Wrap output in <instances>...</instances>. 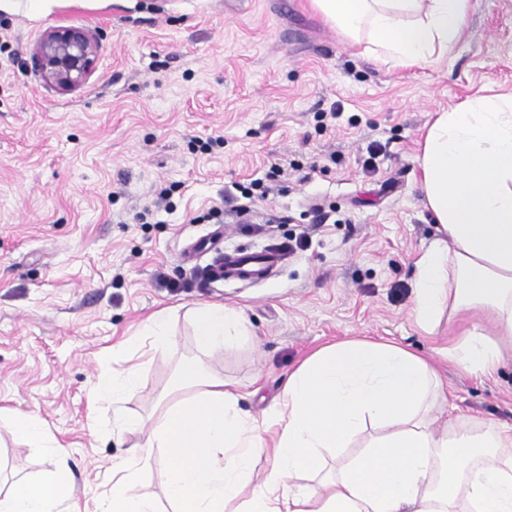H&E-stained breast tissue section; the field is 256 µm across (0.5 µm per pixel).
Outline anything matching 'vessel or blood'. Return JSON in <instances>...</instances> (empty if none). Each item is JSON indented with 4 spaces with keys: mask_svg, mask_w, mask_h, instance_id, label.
<instances>
[{
    "mask_svg": "<svg viewBox=\"0 0 512 512\" xmlns=\"http://www.w3.org/2000/svg\"><path fill=\"white\" fill-rule=\"evenodd\" d=\"M204 253L211 257L209 276L214 283L255 282L264 279L282 260L280 252L267 249L248 254L240 251L226 252L221 250L212 238L205 243H196L186 248L184 257L193 261Z\"/></svg>",
    "mask_w": 512,
    "mask_h": 512,
    "instance_id": "b4317fda",
    "label": "vessel or blood"
}]
</instances>
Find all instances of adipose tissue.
<instances>
[{"label": "adipose tissue", "mask_w": 512, "mask_h": 512, "mask_svg": "<svg viewBox=\"0 0 512 512\" xmlns=\"http://www.w3.org/2000/svg\"><path fill=\"white\" fill-rule=\"evenodd\" d=\"M343 34H368L378 60L433 66L458 42L468 0H312ZM425 207L438 235L416 261L415 325L435 335L443 320L479 309L446 356L462 372L493 371L512 347V94L475 95L437 114L418 158ZM207 355L247 335L242 310L191 311ZM139 367L97 390L116 403L112 432L137 430L119 410ZM180 386L142 443L112 467V492L94 512H161L134 475L155 449L167 462L172 512H512V433L460 417L435 428L446 403L427 359L394 344L345 340L322 347L291 373L263 418L243 414L239 392L184 362ZM267 455L261 481L254 460ZM0 512H79L68 478H20L0 491Z\"/></svg>", "instance_id": "ef3b65f1"}]
</instances>
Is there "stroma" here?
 <instances>
[{
    "label": "stroma",
    "mask_w": 512,
    "mask_h": 512,
    "mask_svg": "<svg viewBox=\"0 0 512 512\" xmlns=\"http://www.w3.org/2000/svg\"><path fill=\"white\" fill-rule=\"evenodd\" d=\"M100 37L84 89L61 94L31 66L50 26ZM0 482L54 471L13 435L12 411L37 416L65 450L73 494L94 506L138 432L112 434L93 386L147 350L122 403L145 417L179 362L241 387L262 416L318 348L394 343L430 360L448 388L443 417L512 428V362L457 370L440 354L474 312L424 334L410 317L415 262L436 235L417 155L435 113L490 86L512 91V0H469L462 40L432 67H389L310 0H0ZM279 173H272V165ZM271 191L244 213L234 181ZM228 251L283 249L266 281L172 291L202 270L183 251L216 230ZM204 303L243 310L249 336L200 355L188 317ZM170 316L149 352L152 315ZM144 336L149 339L150 351L163 349L170 338V329L165 317L158 315L150 318L144 327Z\"/></svg>",
    "instance_id": "stroma-1"
}]
</instances>
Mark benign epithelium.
I'll list each match as a JSON object with an SVG mask.
<instances>
[{
    "instance_id": "7a95c632",
    "label": "benign epithelium",
    "mask_w": 512,
    "mask_h": 512,
    "mask_svg": "<svg viewBox=\"0 0 512 512\" xmlns=\"http://www.w3.org/2000/svg\"><path fill=\"white\" fill-rule=\"evenodd\" d=\"M101 44L83 25L52 27L34 44L30 60L43 82L67 94L85 87L96 71Z\"/></svg>"
}]
</instances>
